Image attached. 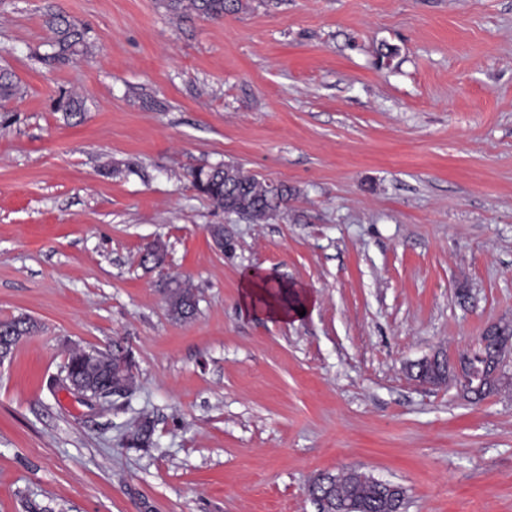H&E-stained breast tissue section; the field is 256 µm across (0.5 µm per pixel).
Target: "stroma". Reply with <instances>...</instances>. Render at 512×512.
Returning a JSON list of instances; mask_svg holds the SVG:
<instances>
[{
	"instance_id": "35a3bbf8",
	"label": "stroma",
	"mask_w": 512,
	"mask_h": 512,
	"mask_svg": "<svg viewBox=\"0 0 512 512\" xmlns=\"http://www.w3.org/2000/svg\"><path fill=\"white\" fill-rule=\"evenodd\" d=\"M55 13L89 41L62 67ZM0 69V321L36 323L0 362V512H319L351 469L407 512H512V346L479 401L410 371L512 324V0H0ZM224 163L294 188L287 213L215 208L192 173ZM248 270L305 315L244 314ZM117 343L111 409L50 388ZM173 10H191L204 18L218 19L240 9L241 0H167ZM168 312L176 321L186 322L197 312V300L189 288H168ZM154 428L150 418H141L130 431L128 446L130 448H149L152 444Z\"/></svg>"
}]
</instances>
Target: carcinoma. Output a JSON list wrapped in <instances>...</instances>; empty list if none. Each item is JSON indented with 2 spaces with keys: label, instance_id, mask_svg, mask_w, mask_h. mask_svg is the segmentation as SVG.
Returning a JSON list of instances; mask_svg holds the SVG:
<instances>
[{
  "label": "carcinoma",
  "instance_id": "carcinoma-1",
  "mask_svg": "<svg viewBox=\"0 0 512 512\" xmlns=\"http://www.w3.org/2000/svg\"><path fill=\"white\" fill-rule=\"evenodd\" d=\"M173 10H191L204 18L218 19L233 13L242 6L241 0H167ZM49 27L53 33L50 59L59 65L68 64L72 57L87 49L84 33L75 28L65 17L58 14L51 18ZM17 82L8 72L0 71V100L8 101L19 95ZM54 109L69 114L82 112L79 98L74 94L60 93L54 100ZM195 187L212 203L226 213H243L247 219L260 224L272 219L288 205L293 190L285 184L262 181L248 175L235 164H221L206 170L193 172ZM168 312L176 321L186 322L196 315L197 300L188 288L168 289ZM36 328L28 317L20 316L0 322V336H27ZM494 344L484 349L485 358L480 367L483 378L466 390L476 399H481L496 389L499 376L494 374L502 363L503 351L512 340V325L499 326L491 331ZM121 354V347L112 349L108 356L96 360L90 366L85 351L70 353L63 373L69 378L81 380L93 390L108 387L112 366ZM154 428L150 418H141L130 431L128 446L148 448L152 444ZM311 495L321 504L323 512H332L331 505L342 498H352L362 505L363 512H406L405 491L390 494L370 479L360 480L347 473L342 476L322 474L311 487Z\"/></svg>",
  "mask_w": 512,
  "mask_h": 512
}]
</instances>
